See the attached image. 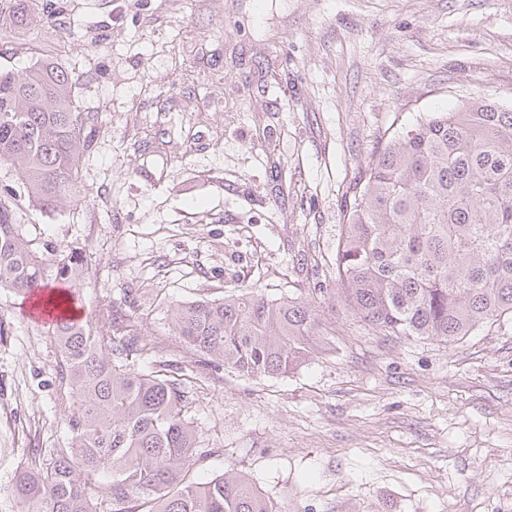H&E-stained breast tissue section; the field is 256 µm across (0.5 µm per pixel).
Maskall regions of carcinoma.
<instances>
[{"mask_svg":"<svg viewBox=\"0 0 512 512\" xmlns=\"http://www.w3.org/2000/svg\"><path fill=\"white\" fill-rule=\"evenodd\" d=\"M78 82L52 59L0 70V162L18 181L0 187V290L39 298L85 282L77 249L44 253L16 222L24 200L62 207L93 147ZM344 220L328 271L336 287L303 300L247 288L177 303L172 332L243 376L281 377L331 350L322 308L336 300L377 331L448 344L512 317V109L472 97L394 133L369 157ZM50 336L74 398L70 443L19 470L20 512H278L232 468L192 479L202 430L182 382L138 366L149 348L135 332L58 315Z\"/></svg>","mask_w":512,"mask_h":512,"instance_id":"carcinoma-1","label":"carcinoma"}]
</instances>
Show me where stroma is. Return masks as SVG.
Here are the masks:
<instances>
[{
  "label": "stroma",
  "mask_w": 512,
  "mask_h": 512,
  "mask_svg": "<svg viewBox=\"0 0 512 512\" xmlns=\"http://www.w3.org/2000/svg\"><path fill=\"white\" fill-rule=\"evenodd\" d=\"M30 0L0 17V69L79 75L98 116L73 201L22 204L39 250L88 263L90 326L137 317L145 366L191 373L209 481L231 466L279 512H512V319L449 345L345 306L334 352L279 378L199 362L170 305L258 287L306 297L384 137L482 96L512 109V0ZM0 290V512L30 449L68 445L58 350Z\"/></svg>",
  "instance_id": "35a3bbf8"
}]
</instances>
